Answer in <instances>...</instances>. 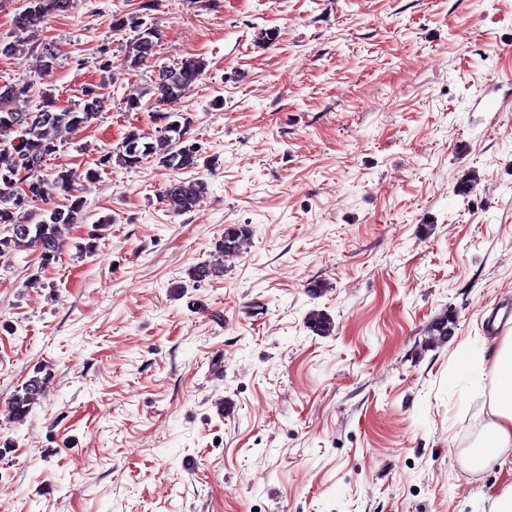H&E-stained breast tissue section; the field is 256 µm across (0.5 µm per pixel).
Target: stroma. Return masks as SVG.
<instances>
[{"instance_id":"35a3bbf8","label":"stroma","mask_w":512,"mask_h":512,"mask_svg":"<svg viewBox=\"0 0 512 512\" xmlns=\"http://www.w3.org/2000/svg\"><path fill=\"white\" fill-rule=\"evenodd\" d=\"M138 3L49 18L53 68L0 57V83L108 99L49 162L95 171L76 184L85 221L55 262L0 267V512H492L512 447L471 454L497 353L485 317L512 294V114L473 103L512 94V0H153L157 53L128 70L112 18ZM189 57L203 75L157 102L160 67ZM155 105L201 147L195 211L163 197L178 173L158 160L98 163L130 130L155 135ZM230 224L253 238L225 260ZM202 263L223 275L193 281ZM38 374L39 372L28 379L21 388L22 392L17 393L13 397L9 405V411L13 420L24 422L31 409V405L42 394L45 378L39 377Z\"/></svg>"}]
</instances>
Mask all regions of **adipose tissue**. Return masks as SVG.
<instances>
[{
	"label": "adipose tissue",
	"mask_w": 512,
	"mask_h": 512,
	"mask_svg": "<svg viewBox=\"0 0 512 512\" xmlns=\"http://www.w3.org/2000/svg\"><path fill=\"white\" fill-rule=\"evenodd\" d=\"M494 390L491 419L475 448L480 465L496 462L503 449L512 447V336L504 337L491 366Z\"/></svg>",
	"instance_id": "ef3b65f1"
}]
</instances>
